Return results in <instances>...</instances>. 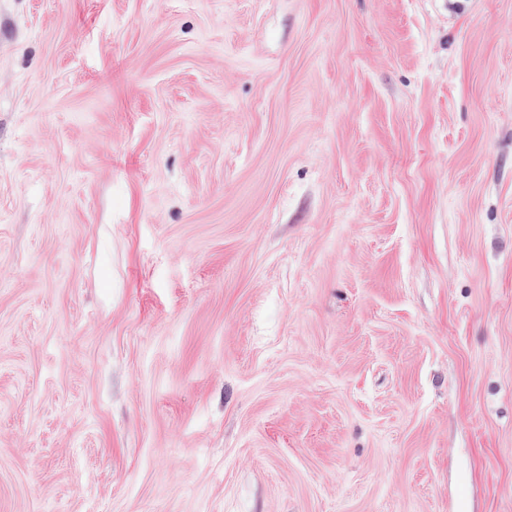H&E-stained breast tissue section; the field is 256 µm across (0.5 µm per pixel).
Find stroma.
<instances>
[{"label": "stroma", "instance_id": "obj_1", "mask_svg": "<svg viewBox=\"0 0 512 512\" xmlns=\"http://www.w3.org/2000/svg\"><path fill=\"white\" fill-rule=\"evenodd\" d=\"M0 512H512V0H0Z\"/></svg>", "mask_w": 512, "mask_h": 512}]
</instances>
